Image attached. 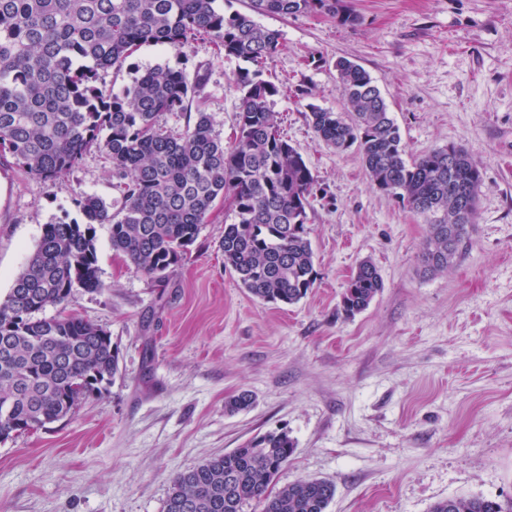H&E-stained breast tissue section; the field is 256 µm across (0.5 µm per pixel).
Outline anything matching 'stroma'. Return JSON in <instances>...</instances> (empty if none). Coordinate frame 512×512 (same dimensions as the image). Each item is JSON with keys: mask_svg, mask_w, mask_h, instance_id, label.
<instances>
[{"mask_svg": "<svg viewBox=\"0 0 512 512\" xmlns=\"http://www.w3.org/2000/svg\"><path fill=\"white\" fill-rule=\"evenodd\" d=\"M347 3L353 27L319 13L260 19L281 34L266 77L286 92L271 109L317 179L314 287L294 305L241 288L218 248L234 220L224 205L163 286L97 225L103 287L76 289L67 311L111 334L119 372L70 416L0 442V512H163L179 472L281 430L295 450L277 486L333 482L328 512L512 502V0ZM341 57L376 82L409 154L457 143L482 168L472 245L448 272L422 271L424 217L373 188L357 150L336 152L308 123L310 106L342 109ZM154 65L201 79L193 106L231 144L241 61L201 36L141 46L99 82L118 92ZM86 194L122 206L99 149L48 183L0 157L1 298L44 225L78 218ZM364 260L384 288L349 317L341 295ZM244 391L253 406L227 413Z\"/></svg>", "mask_w": 512, "mask_h": 512, "instance_id": "1", "label": "stroma"}]
</instances>
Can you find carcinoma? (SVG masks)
<instances>
[{"label": "carcinoma", "mask_w": 512, "mask_h": 512, "mask_svg": "<svg viewBox=\"0 0 512 512\" xmlns=\"http://www.w3.org/2000/svg\"><path fill=\"white\" fill-rule=\"evenodd\" d=\"M301 13L325 14L346 27L359 22L346 0H250V12L229 14L216 0H0V155L53 182L99 148L123 197L111 214L102 199L83 196L76 200L82 222L44 225L0 298V436L67 417L78 396L102 394L118 372L107 330L74 316L34 317L48 306L66 307L76 288H102L95 224L111 225L112 249L164 283L222 200L235 221L224 225L219 250L248 293L293 305L313 287L307 209L316 178L270 108L281 86L264 78V68L279 51L280 34L254 20ZM202 34L247 63L235 75L241 97L230 148L201 110L180 133L159 124L164 113L192 112L201 91L182 70L148 68L118 93L98 84V70L121 68L143 44L181 48ZM335 67L344 108L310 106L316 138L338 153L356 148L371 185L429 224L424 270L448 271L471 244L481 167L455 143L408 156L369 73L347 59ZM382 289L377 267L362 261L343 289L342 311H364ZM293 451V439L279 431L208 458L175 477L164 512H243L251 501L262 512H327L336 493L329 480L271 489ZM431 512L503 510L472 497L441 500Z\"/></svg>", "instance_id": "carcinoma-1"}]
</instances>
